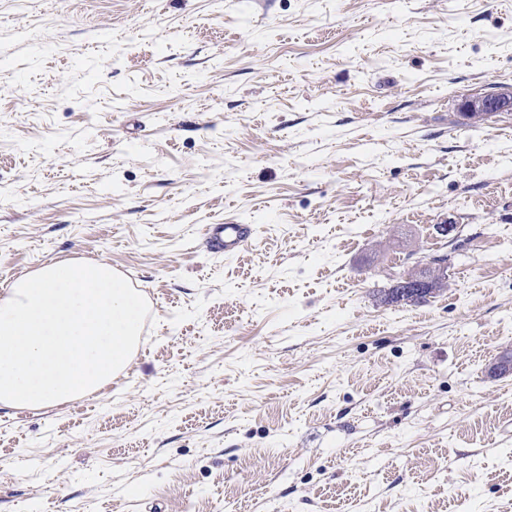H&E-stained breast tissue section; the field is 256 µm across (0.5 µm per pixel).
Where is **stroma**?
Instances as JSON below:
<instances>
[{"label":"stroma","mask_w":512,"mask_h":512,"mask_svg":"<svg viewBox=\"0 0 512 512\" xmlns=\"http://www.w3.org/2000/svg\"><path fill=\"white\" fill-rule=\"evenodd\" d=\"M496 86L512 0H0V289L103 260L151 311L97 394L0 408V512H512ZM512 91L511 88L502 91L484 93L471 99L467 104L468 114L482 113L486 115L496 112L511 110ZM253 234L251 224H210L205 240L214 254L232 256L248 246ZM434 258L435 259H442L441 261H439L440 265L442 266L443 269H445V270L448 269V257H447V255L442 254V255L433 256L430 259L429 264L432 262V260ZM428 265H426L423 268H420L418 271H416V273L413 276H406L403 279L400 278L390 288H388L387 290H383V292H384L383 293V298H384L383 301L387 302L388 299H389L391 302H393L392 295L394 294V291L397 288L402 287V286H399V284L402 283L403 280L405 282H407V283H414L415 284V288H414L415 290L414 291H409V293H404L403 295H400V299L397 302H399V303L410 302L412 299H417L419 295H423L424 294L423 289L430 288V283H429L428 280H426L424 278H421L420 272L423 269H425ZM425 296H422V297L418 298L419 301L417 302V304L425 303L427 301Z\"/></svg>","instance_id":"1"}]
</instances>
